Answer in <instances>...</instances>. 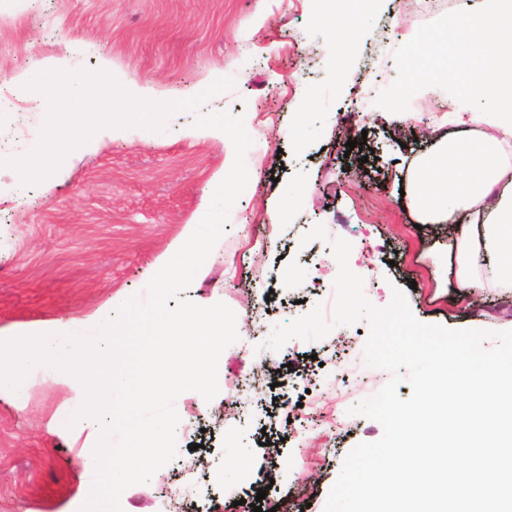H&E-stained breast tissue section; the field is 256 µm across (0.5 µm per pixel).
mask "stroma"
<instances>
[{"mask_svg": "<svg viewBox=\"0 0 512 512\" xmlns=\"http://www.w3.org/2000/svg\"><path fill=\"white\" fill-rule=\"evenodd\" d=\"M324 8L351 18L346 0H326ZM326 13L318 15L313 0H0V97L18 100L14 111L0 112V152L22 157L39 142L45 114L20 76L49 58L71 71L108 63L124 88L157 102L234 79L203 110L243 118L252 140L249 182L184 296L228 305L240 339L263 345L268 368L312 369L280 390L260 377L244 394L236 386L252 365L241 362L237 343L228 346L217 396L203 408L193 392L176 399L177 454L122 493L123 512H236L234 501L260 488L268 491L264 510L284 501L287 512H324L346 455L378 441L380 423L350 415L330 431L317 424L301 438L284 432L273 451L264 435L284 431L297 404L335 410L331 382L341 356L363 364L379 385L392 374L366 365L363 319L320 340L292 339L277 350L265 342L275 325L315 305L332 314L335 239L351 243L349 267L374 305H388L398 288L422 323L512 330V293L461 295L450 272L459 225L416 227L400 194L429 146L417 139V125H444L458 74L481 73L480 63L459 56L449 60L446 81L412 86L401 65L407 43L444 28L457 9L425 16L398 0H373L368 26L339 68L327 56L334 32ZM395 110L408 113L405 126L391 120ZM349 112L359 116L350 129ZM195 118L180 111L161 130L132 127L118 138L100 129L95 149L76 153L48 186L22 187L11 170L0 171L1 330L65 323L118 295L146 299L159 257L199 219L224 169V138L193 133ZM350 140L363 148L347 149ZM288 183L303 191L292 204L282 194ZM276 208L286 210L285 223L270 224ZM365 242L375 249L370 272ZM73 408L72 392L41 375L22 400L0 397V512H80L92 489L83 470L90 444L79 428L57 426ZM228 412L240 420L225 421ZM192 463L197 496L169 499L167 488L180 486Z\"/></svg>", "mask_w": 512, "mask_h": 512, "instance_id": "35a3bbf8", "label": "stroma"}]
</instances>
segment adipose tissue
<instances>
[{
    "mask_svg": "<svg viewBox=\"0 0 512 512\" xmlns=\"http://www.w3.org/2000/svg\"><path fill=\"white\" fill-rule=\"evenodd\" d=\"M477 33L488 53L477 81L464 83L450 122L461 142L449 152L439 138L423 154L407 195L422 223L468 216L456 242L455 275L462 288H512V273L482 276L480 260L512 263V0H479L475 9L437 35L409 43L402 60L410 79L437 81L448 58ZM478 100L482 111L469 103Z\"/></svg>",
    "mask_w": 512,
    "mask_h": 512,
    "instance_id": "ef3b65f1",
    "label": "adipose tissue"
}]
</instances>
